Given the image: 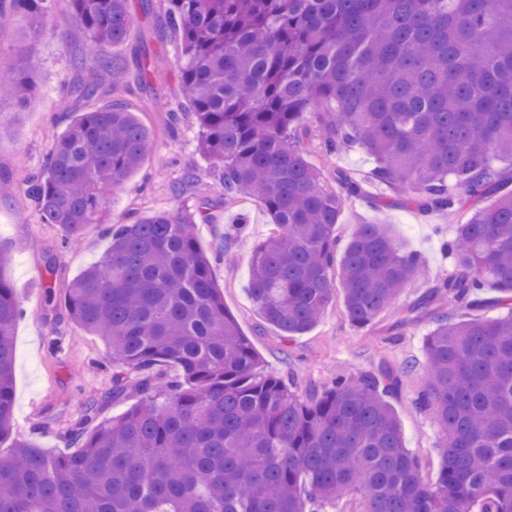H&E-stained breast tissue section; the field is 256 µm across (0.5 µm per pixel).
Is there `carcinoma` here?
Here are the masks:
<instances>
[{
	"mask_svg": "<svg viewBox=\"0 0 512 512\" xmlns=\"http://www.w3.org/2000/svg\"><path fill=\"white\" fill-rule=\"evenodd\" d=\"M104 68L134 25L128 0H68ZM177 34V72L202 153L224 199L255 197L273 227L253 251L249 295L283 336L320 319L336 285L345 313L368 327L420 279L423 265L386 224H360L338 249L336 224L362 181L332 190L299 136L326 112L328 153L352 146L375 160L368 178L422 213L474 199L445 244L454 271L431 295L393 310L404 327L430 316L417 405L441 429L440 463L424 475L388 397L390 369L298 394L261 367L224 306L195 225L200 208L114 224L107 250L66 291V311L102 339L118 367L140 371V400L97 422L85 402L54 455L13 439V328L21 313L0 277V512H512V0H163ZM51 0H0V24L43 28ZM36 67L0 73V102L35 99ZM70 83L72 102L99 95ZM152 138L123 99L84 112L27 181L40 217L65 242L104 224L112 189ZM338 267L339 283L330 277ZM487 285L504 314L459 320ZM173 364L164 383L152 369Z\"/></svg>",
	"mask_w": 512,
	"mask_h": 512,
	"instance_id": "cac0c4a2",
	"label": "carcinoma"
}]
</instances>
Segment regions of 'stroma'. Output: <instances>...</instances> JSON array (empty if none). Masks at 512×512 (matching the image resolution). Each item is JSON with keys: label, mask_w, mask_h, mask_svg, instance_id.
I'll return each mask as SVG.
<instances>
[{"label": "stroma", "mask_w": 512, "mask_h": 512, "mask_svg": "<svg viewBox=\"0 0 512 512\" xmlns=\"http://www.w3.org/2000/svg\"><path fill=\"white\" fill-rule=\"evenodd\" d=\"M129 8L135 30L126 41L112 46L111 55L121 62L114 71L102 69L89 51L67 0H54L47 24L36 38L23 37L15 24L0 31V72L20 68L32 55L41 65L39 94L27 110L19 112L11 102L0 103V248L11 255L0 278L13 286L23 309L13 329V438L51 453H65L87 394L104 396L98 413L102 422L137 403L136 372L113 365L105 343L70 321L65 292L108 248V224H130L159 211L203 203L211 218L197 224L198 244L212 256L213 279L224 292V305L267 371L295 384L300 393L322 389L339 377L377 371L383 365L400 372L401 386L390 403L407 448L423 456L428 473H435L440 433L431 416L415 405L425 384L424 343L431 322L398 327L383 314L372 326L360 329L347 318L339 294L303 335L282 336L261 320L248 293L250 257L269 235L271 217L256 199L225 201L217 169L198 150L199 129L192 117L183 116L179 124H172L169 110L182 100L175 68L179 44L165 27L161 0H129ZM145 67L164 72V81H143ZM81 79L96 81L101 95L62 110L63 86ZM116 98L130 102L155 148L139 169L114 188L107 224L87 225L81 245L73 249L64 243L59 225L41 220L25 193V182L72 119ZM305 126L302 140L310 162L327 173L343 169L365 180L374 166L371 155L358 146L326 155L323 123L311 115ZM364 190L363 196L346 204L336 237L343 245L357 225L384 223L406 250L420 254L430 280L411 284L397 299V307L408 308L452 271L441 244L452 235L453 227L440 215H425L400 204V194L393 189L366 184ZM230 229L235 235L228 246L224 235ZM117 376L124 378L127 390L114 400L110 393Z\"/></svg>", "instance_id": "35a3bbf8"}]
</instances>
